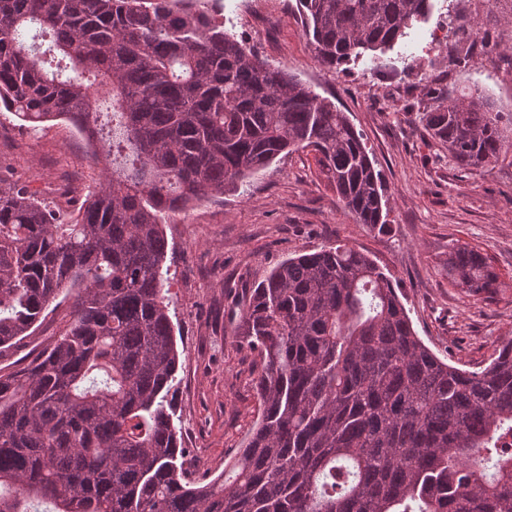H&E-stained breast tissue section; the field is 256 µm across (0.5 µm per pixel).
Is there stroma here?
<instances>
[{"label": "stroma", "instance_id": "stroma-1", "mask_svg": "<svg viewBox=\"0 0 512 512\" xmlns=\"http://www.w3.org/2000/svg\"><path fill=\"white\" fill-rule=\"evenodd\" d=\"M226 29L261 58L343 112L364 138L389 198L387 226L356 223L312 153L293 152L223 198L196 202L165 227L169 312L180 363L174 387L183 446L197 477L215 478L246 447L260 413V359L237 336L234 301L287 258L341 240L389 273L422 342L462 369L487 365L512 340V151L489 172H470L418 120L432 94L476 89L507 117L512 139V0H432L426 22L378 62L334 73L319 65L297 0H221ZM447 22L448 51L429 34ZM0 178L27 182L47 201L79 198L103 180L75 129L34 127L0 114ZM486 255L494 298L473 296L448 276V249Z\"/></svg>", "mask_w": 512, "mask_h": 512}]
</instances>
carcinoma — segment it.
<instances>
[{"label": "carcinoma", "mask_w": 512, "mask_h": 512, "mask_svg": "<svg viewBox=\"0 0 512 512\" xmlns=\"http://www.w3.org/2000/svg\"><path fill=\"white\" fill-rule=\"evenodd\" d=\"M214 0H0V108L63 119L105 180L73 210L0 180V359L59 297L69 329L0 367V512H512V342L462 370L416 335L396 288L346 244L251 289L239 334L261 358V415L230 472L185 465L165 224L309 150L356 221L387 200L346 113L261 59ZM325 68L385 52L430 0H298ZM111 95L112 117L95 103ZM466 167L512 146L477 92L418 115ZM448 276L497 293L487 258Z\"/></svg>", "instance_id": "obj_1"}]
</instances>
